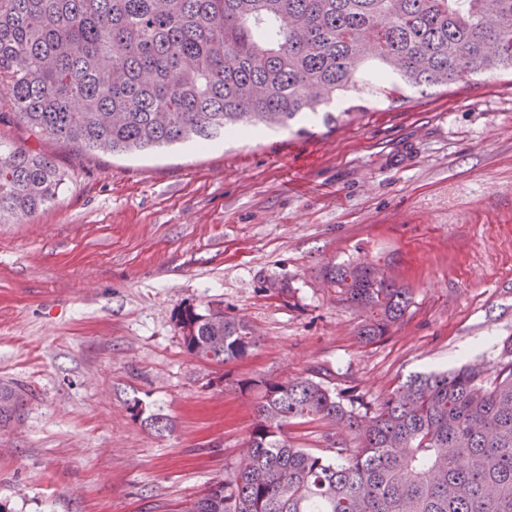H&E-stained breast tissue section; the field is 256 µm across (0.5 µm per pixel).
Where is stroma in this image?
Listing matches in <instances>:
<instances>
[{"mask_svg": "<svg viewBox=\"0 0 512 512\" xmlns=\"http://www.w3.org/2000/svg\"><path fill=\"white\" fill-rule=\"evenodd\" d=\"M351 102L364 113L308 135L126 156L0 124L66 178L0 224V385L24 399L0 430V512L189 505L246 446L256 394L241 379L309 377L370 410L411 375L497 357L512 336V75ZM358 259L412 292L368 344L323 279ZM188 305L223 307L257 346L192 358Z\"/></svg>", "mask_w": 512, "mask_h": 512, "instance_id": "35a3bbf8", "label": "stroma"}]
</instances>
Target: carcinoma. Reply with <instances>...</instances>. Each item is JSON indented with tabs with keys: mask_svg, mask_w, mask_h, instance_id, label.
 Masks as SVG:
<instances>
[{
	"mask_svg": "<svg viewBox=\"0 0 512 512\" xmlns=\"http://www.w3.org/2000/svg\"><path fill=\"white\" fill-rule=\"evenodd\" d=\"M512 72V0H0V86L18 123L102 153L219 143L313 119L354 93L390 98ZM64 174L0 140V223L54 202ZM324 280L373 342L410 292L369 262ZM188 354L226 364L256 347L221 308L177 317ZM257 389L247 448L189 512H512V337L491 365L413 375L363 414L308 377ZM0 386V429L18 416ZM325 422L352 448H299Z\"/></svg>",
	"mask_w": 512,
	"mask_h": 512,
	"instance_id": "obj_1",
	"label": "carcinoma"
}]
</instances>
